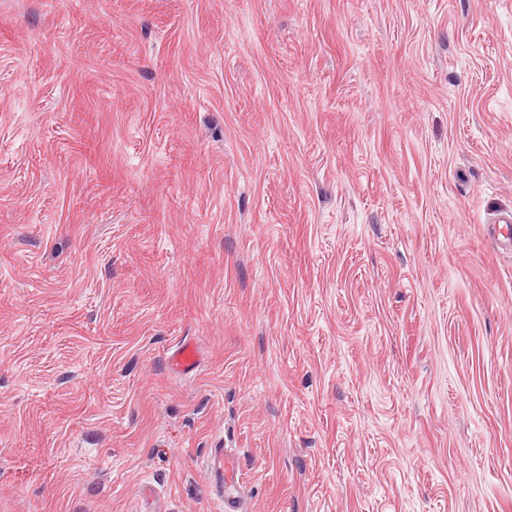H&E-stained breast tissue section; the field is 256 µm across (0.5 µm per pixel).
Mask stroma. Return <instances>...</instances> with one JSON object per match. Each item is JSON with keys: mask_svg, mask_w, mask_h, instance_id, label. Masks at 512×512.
<instances>
[{"mask_svg": "<svg viewBox=\"0 0 512 512\" xmlns=\"http://www.w3.org/2000/svg\"><path fill=\"white\" fill-rule=\"evenodd\" d=\"M503 212L512 0H0V512H512ZM200 361L198 348L191 342L183 341L168 357V365L176 372L189 373ZM211 473L224 501L225 512H243L246 510L241 499L240 466L235 455L224 448H214L209 459Z\"/></svg>", "mask_w": 512, "mask_h": 512, "instance_id": "stroma-1", "label": "stroma"}]
</instances>
